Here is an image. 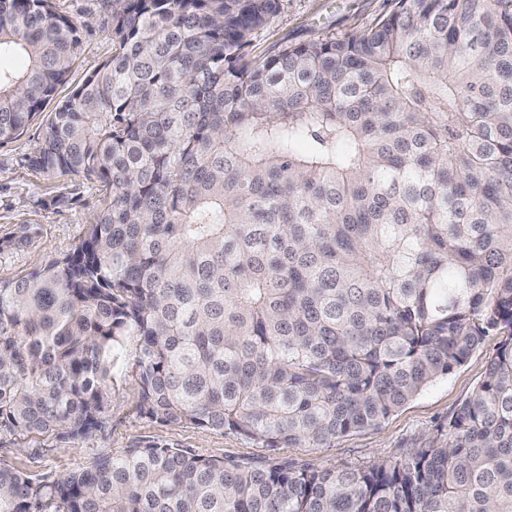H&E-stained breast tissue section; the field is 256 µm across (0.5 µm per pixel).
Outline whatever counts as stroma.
I'll return each instance as SVG.
<instances>
[{
	"label": "stroma",
	"mask_w": 512,
	"mask_h": 512,
	"mask_svg": "<svg viewBox=\"0 0 512 512\" xmlns=\"http://www.w3.org/2000/svg\"><path fill=\"white\" fill-rule=\"evenodd\" d=\"M56 11L81 31V49L59 97H67L112 55L104 0H52ZM393 7L391 0H282L270 26L255 37L253 54L284 44L342 37L372 27ZM42 121L0 144V281H12L73 251L93 223L103 195L98 183L74 175L49 176L30 164L43 137ZM490 337L460 368L437 379L379 426L337 439L324 448L270 450L227 430L194 425H162L139 411L133 378L114 379L105 401L107 425L85 439L61 440L39 434L19 440L0 431V462L30 478L64 476L89 466L102 454H117L134 444L158 443L187 448L204 458L232 457L264 464L271 460L336 467H363L402 457L423 445L446 424L452 410L469 397L495 354Z\"/></svg>",
	"instance_id": "35a3bbf8"
}]
</instances>
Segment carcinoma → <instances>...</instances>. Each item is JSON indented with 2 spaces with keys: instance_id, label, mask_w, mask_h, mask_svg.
<instances>
[{
  "instance_id": "carcinoma-1",
  "label": "carcinoma",
  "mask_w": 512,
  "mask_h": 512,
  "mask_svg": "<svg viewBox=\"0 0 512 512\" xmlns=\"http://www.w3.org/2000/svg\"><path fill=\"white\" fill-rule=\"evenodd\" d=\"M106 3L112 57L57 102L79 27L0 0V142L54 101L31 165L104 191L72 252L0 281V429L90 437L128 372L162 424L320 448L499 343L398 460L136 445L57 479L0 463V512H512V0H394L262 55L281 0Z\"/></svg>"
}]
</instances>
